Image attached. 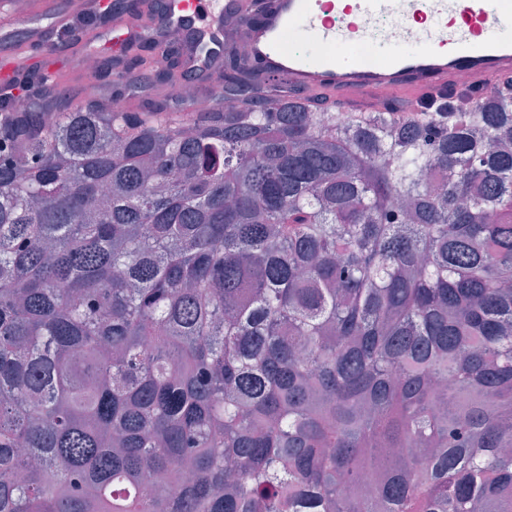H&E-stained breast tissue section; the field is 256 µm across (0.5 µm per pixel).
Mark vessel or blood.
<instances>
[{
  "mask_svg": "<svg viewBox=\"0 0 512 512\" xmlns=\"http://www.w3.org/2000/svg\"><path fill=\"white\" fill-rule=\"evenodd\" d=\"M403 18L410 46L382 42L377 63L350 53L369 39L374 20ZM149 29L166 43L179 32L177 70L210 88L232 43L247 44L244 69L256 80L313 98L347 102L352 91L419 104L459 76L490 86L512 74V0H143L138 12H113L107 46L136 49L132 36Z\"/></svg>",
  "mask_w": 512,
  "mask_h": 512,
  "instance_id": "obj_1",
  "label": "vessel or blood"
}]
</instances>
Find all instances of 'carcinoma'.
<instances>
[{
  "label": "carcinoma",
  "instance_id": "obj_1",
  "mask_svg": "<svg viewBox=\"0 0 512 512\" xmlns=\"http://www.w3.org/2000/svg\"><path fill=\"white\" fill-rule=\"evenodd\" d=\"M223 83L0 88V512H512V76L358 125Z\"/></svg>",
  "mask_w": 512,
  "mask_h": 512
}]
</instances>
